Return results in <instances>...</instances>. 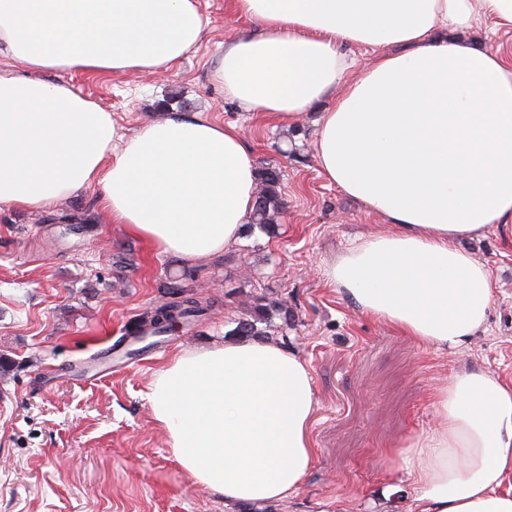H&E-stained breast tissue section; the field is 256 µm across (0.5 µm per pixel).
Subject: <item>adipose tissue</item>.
<instances>
[{
    "instance_id": "ef3b65f1",
    "label": "adipose tissue",
    "mask_w": 512,
    "mask_h": 512,
    "mask_svg": "<svg viewBox=\"0 0 512 512\" xmlns=\"http://www.w3.org/2000/svg\"><path fill=\"white\" fill-rule=\"evenodd\" d=\"M255 31L212 78L246 112L291 128L316 112L329 184L390 229L349 248L331 287L415 340L453 349L482 330L487 267L465 244L512 240V62L465 31L512 29V0H234ZM199 0H0V209H46L94 187L110 223L202 261L240 242L258 194L236 124L181 112L118 131L75 72L153 74L202 40ZM353 46L376 48L361 62ZM150 410L181 468L224 506L295 495L316 450L313 379L272 340L174 353ZM411 512H512V381L451 372L432 395Z\"/></svg>"
}]
</instances>
